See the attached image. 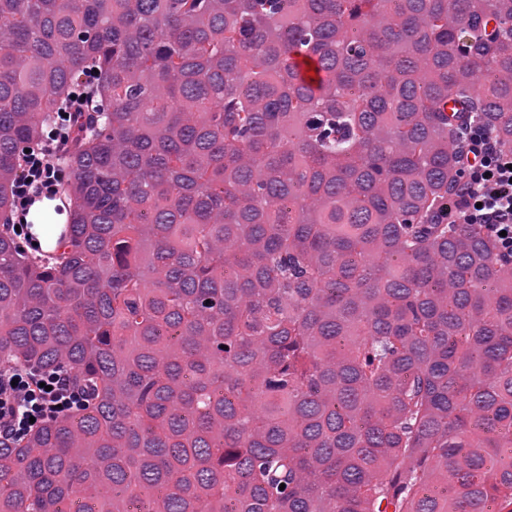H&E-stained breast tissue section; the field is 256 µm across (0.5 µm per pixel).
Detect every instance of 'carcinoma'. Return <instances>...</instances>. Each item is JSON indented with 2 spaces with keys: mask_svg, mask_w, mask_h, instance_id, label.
<instances>
[{
  "mask_svg": "<svg viewBox=\"0 0 512 512\" xmlns=\"http://www.w3.org/2000/svg\"><path fill=\"white\" fill-rule=\"evenodd\" d=\"M78 96L46 262L14 187ZM474 126L512 151V0H0V365L83 397L0 512H512Z\"/></svg>",
  "mask_w": 512,
  "mask_h": 512,
  "instance_id": "1",
  "label": "carcinoma"
}]
</instances>
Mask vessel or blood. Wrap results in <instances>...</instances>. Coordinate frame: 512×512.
Returning a JSON list of instances; mask_svg holds the SVG:
<instances>
[{
    "label": "vessel or blood",
    "instance_id": "obj_1",
    "mask_svg": "<svg viewBox=\"0 0 512 512\" xmlns=\"http://www.w3.org/2000/svg\"><path fill=\"white\" fill-rule=\"evenodd\" d=\"M28 205L21 221L31 228L39 251L52 257L64 250L72 236V208L61 186L38 185L28 192Z\"/></svg>",
    "mask_w": 512,
    "mask_h": 512
}]
</instances>
